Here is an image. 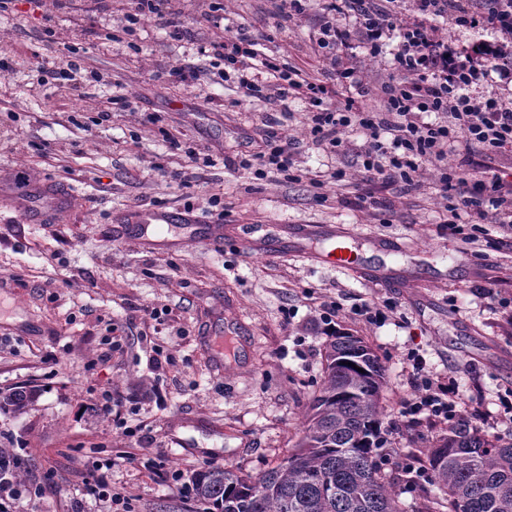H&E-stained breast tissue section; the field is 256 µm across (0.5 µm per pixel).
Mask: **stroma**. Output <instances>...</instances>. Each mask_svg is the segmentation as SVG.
<instances>
[{
	"instance_id": "1",
	"label": "stroma",
	"mask_w": 512,
	"mask_h": 512,
	"mask_svg": "<svg viewBox=\"0 0 512 512\" xmlns=\"http://www.w3.org/2000/svg\"><path fill=\"white\" fill-rule=\"evenodd\" d=\"M171 9L183 30L163 27L137 0H7L0 9L9 63L0 74V393H34L24 412L0 408V447L20 459L23 482L46 487L14 512H107L89 489L96 473L131 512H204L162 472L187 482L208 467L257 474L287 455L322 381L326 300L339 306L337 328L364 339L385 366L392 475L446 432L399 415L410 351L454 377L464 403L481 401L485 433L512 435V424L493 418L499 396L512 392V329L500 320L512 303V250L479 252L440 233L448 213L434 166L409 192L367 181L354 164L361 133H346V154L318 149L305 101H248L219 79L224 63L208 47L241 28L259 59L318 77L328 66L315 49L320 0L289 21L274 0H172ZM74 61L75 81L64 80ZM177 65L195 68L197 80L171 77ZM273 113L281 136L299 143L289 179L238 165ZM190 150L212 165L189 162ZM20 174L67 186L76 205L57 221L29 223L12 204ZM368 193L389 207L358 204ZM139 208L189 209L201 223L272 238L300 224L342 227L390 246L388 265L411 279L403 288L363 281L302 249L271 256L231 235L220 251L118 237L113 216ZM487 284L493 295L482 293ZM364 301L396 309L385 325H367L351 313ZM149 307L159 318L146 316ZM225 336L233 343L221 353ZM158 348L167 356L159 365ZM105 389L118 406L112 416L102 410Z\"/></svg>"
}]
</instances>
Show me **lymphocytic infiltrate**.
Listing matches in <instances>:
<instances>
[{"label":"lymphocytic infiltrate","instance_id":"lymphocytic-infiltrate-1","mask_svg":"<svg viewBox=\"0 0 512 512\" xmlns=\"http://www.w3.org/2000/svg\"><path fill=\"white\" fill-rule=\"evenodd\" d=\"M316 40L329 62L322 78L310 81L274 61L267 70L280 80L279 95L304 97L309 104L311 133L316 143L331 151L343 145L346 129L360 128L367 148L362 167L371 179L410 191L422 164L437 163L448 155L460 156L458 169L441 171L440 189L448 198L450 235L467 245L497 229V242L512 247V174L494 168L497 157L512 153V99L480 94L481 86L512 83V45L479 48L476 55L460 56L438 35L435 23L451 20L469 29L494 27L512 36V0H409L407 15L380 7L378 0H326ZM395 40V74L378 88H370L356 67L343 59L353 41H360L371 56H380L388 40ZM213 56L238 74L243 97L266 98L268 84L247 72L254 57L253 42L245 31L211 43ZM351 89L344 104L332 99L333 86ZM376 95V111H363L360 100ZM436 121H429V114ZM296 149L277 131H269L262 149L243 160V167L265 175L268 168L289 173ZM476 214V224L459 221L461 211ZM411 397L403 399L401 417L417 425H451L468 418L485 422L480 406L465 409L454 382L444 381L427 368L419 352L408 354Z\"/></svg>","mask_w":512,"mask_h":512}]
</instances>
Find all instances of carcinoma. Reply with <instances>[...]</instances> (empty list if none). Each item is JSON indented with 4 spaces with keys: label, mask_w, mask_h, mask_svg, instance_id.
I'll list each match as a JSON object with an SVG mask.
<instances>
[{
    "label": "carcinoma",
    "mask_w": 512,
    "mask_h": 512,
    "mask_svg": "<svg viewBox=\"0 0 512 512\" xmlns=\"http://www.w3.org/2000/svg\"><path fill=\"white\" fill-rule=\"evenodd\" d=\"M384 383L385 366L362 338L328 337L322 384L294 452L255 476L201 469L194 496L214 512H512V438L466 419L427 451L443 497L423 492L401 507L395 478L378 466Z\"/></svg>",
    "instance_id": "1"
}]
</instances>
